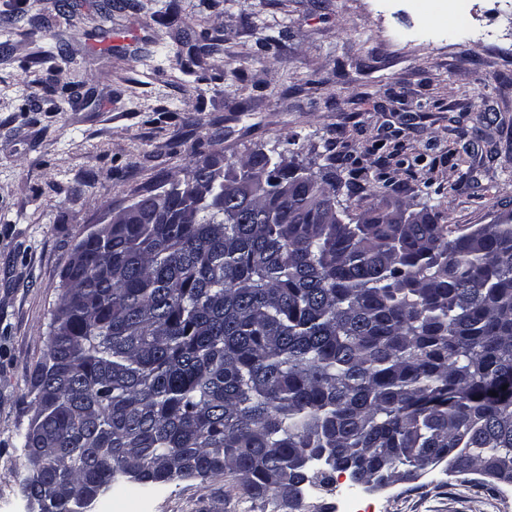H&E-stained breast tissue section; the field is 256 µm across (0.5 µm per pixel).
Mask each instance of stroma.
Returning <instances> with one entry per match:
<instances>
[{
	"mask_svg": "<svg viewBox=\"0 0 512 512\" xmlns=\"http://www.w3.org/2000/svg\"><path fill=\"white\" fill-rule=\"evenodd\" d=\"M0 0V512L21 490L34 373L62 274L109 210L191 161L272 150L337 198L387 197L466 229L512 211V0ZM210 42L206 65L185 68ZM360 186L343 181L352 161ZM428 466L383 489H309L305 512H498L512 484ZM147 512H253L231 476L153 487Z\"/></svg>",
	"mask_w": 512,
	"mask_h": 512,
	"instance_id": "35a3bbf8",
	"label": "stroma"
}]
</instances>
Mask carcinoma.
<instances>
[{
    "label": "carcinoma",
    "instance_id": "carcinoma-1",
    "mask_svg": "<svg viewBox=\"0 0 512 512\" xmlns=\"http://www.w3.org/2000/svg\"><path fill=\"white\" fill-rule=\"evenodd\" d=\"M76 246L35 373L27 498L49 512L232 475L254 512L429 465L512 479V212L360 213L263 150ZM507 389H502V386Z\"/></svg>",
    "mask_w": 512,
    "mask_h": 512
}]
</instances>
